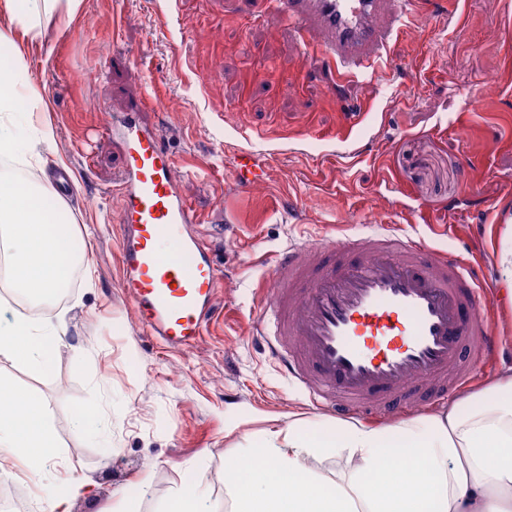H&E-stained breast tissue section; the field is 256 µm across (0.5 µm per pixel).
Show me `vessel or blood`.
<instances>
[{
  "label": "vessel or blood",
  "mask_w": 512,
  "mask_h": 512,
  "mask_svg": "<svg viewBox=\"0 0 512 512\" xmlns=\"http://www.w3.org/2000/svg\"><path fill=\"white\" fill-rule=\"evenodd\" d=\"M306 34L301 52L332 88L381 76L399 31L420 22L419 0H273ZM125 187L119 226L125 288L150 335L174 348L203 336L219 270L186 227L196 218L174 179L162 135L123 124ZM268 180L249 152L232 166L237 193ZM255 336L268 358L337 418L381 415L459 393L504 352L472 262L396 224L370 236L322 235L283 249L268 268Z\"/></svg>",
  "instance_id": "1"
}]
</instances>
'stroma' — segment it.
I'll use <instances>...</instances> for the list:
<instances>
[{
	"instance_id": "1",
	"label": "stroma",
	"mask_w": 512,
	"mask_h": 512,
	"mask_svg": "<svg viewBox=\"0 0 512 512\" xmlns=\"http://www.w3.org/2000/svg\"><path fill=\"white\" fill-rule=\"evenodd\" d=\"M300 36L247 0H78L42 38L22 40L19 85L43 99L15 118L19 138L50 125L41 167L75 173L67 199L50 192L59 222L85 235L86 259L65 297L48 301L66 333L52 362L32 373L0 357V378L28 389L52 417L58 458L9 478L25 485L30 512H48L42 485L83 479L71 512H162L183 485L224 506V468L248 432L332 417L311 405L249 333L266 264L288 243L325 233L364 235L392 221L411 193L437 249L478 260L490 290L494 251L512 217V0H467L466 21L442 15L403 29L386 80L350 83L335 97L310 73ZM262 56L264 76L252 75ZM497 78L493 94L482 78ZM182 194L188 230L219 270L220 316L197 344L168 347L148 335L123 287L120 240L125 161L113 132L143 98ZM361 107L348 140L342 104ZM249 151L268 166L262 192L234 194L230 166ZM95 406L78 420L75 409Z\"/></svg>"
}]
</instances>
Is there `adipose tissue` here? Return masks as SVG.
Here are the masks:
<instances>
[{
  "label": "adipose tissue",
  "instance_id": "adipose-tissue-1",
  "mask_svg": "<svg viewBox=\"0 0 512 512\" xmlns=\"http://www.w3.org/2000/svg\"><path fill=\"white\" fill-rule=\"evenodd\" d=\"M0 0V46L23 62L16 34L39 37L59 7L75 0ZM37 182L0 177V245L12 252V286L41 303L63 291L83 237L62 231ZM65 334L64 318L35 322L19 315L0 325V356L40 371L39 346ZM242 455L224 469L230 512H512V369L485 393L453 398L447 410L392 425L302 420L246 434ZM46 408L0 379V464L21 453L42 461L55 453Z\"/></svg>",
  "mask_w": 512,
  "mask_h": 512
}]
</instances>
